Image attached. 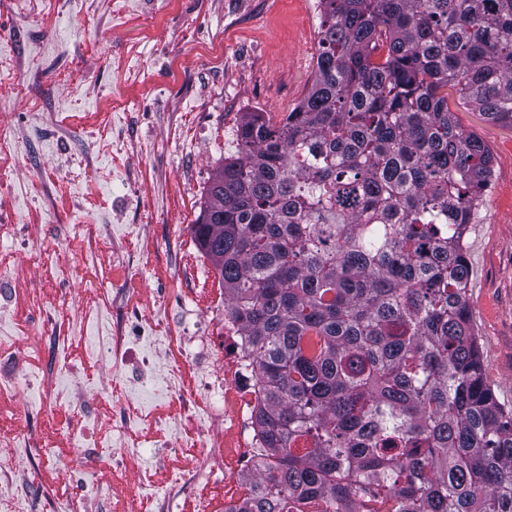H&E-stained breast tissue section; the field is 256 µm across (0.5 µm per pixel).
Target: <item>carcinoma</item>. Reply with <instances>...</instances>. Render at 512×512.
<instances>
[{"instance_id": "carcinoma-1", "label": "carcinoma", "mask_w": 512, "mask_h": 512, "mask_svg": "<svg viewBox=\"0 0 512 512\" xmlns=\"http://www.w3.org/2000/svg\"><path fill=\"white\" fill-rule=\"evenodd\" d=\"M319 7L311 88L244 113L191 226L258 391L239 512H512L464 244L492 157L448 105L512 125V0Z\"/></svg>"}]
</instances>
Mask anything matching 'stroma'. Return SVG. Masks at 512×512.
<instances>
[{
    "label": "stroma",
    "mask_w": 512,
    "mask_h": 512,
    "mask_svg": "<svg viewBox=\"0 0 512 512\" xmlns=\"http://www.w3.org/2000/svg\"><path fill=\"white\" fill-rule=\"evenodd\" d=\"M0 0V337L25 347L20 389L0 404V498L25 512H78L88 464L92 512H197L240 495L249 473L224 392L200 373L233 358L224 297L194 224L232 152L242 113L281 119L310 89L317 0ZM492 154L493 175L465 236L469 313L489 383L512 408V127L459 106ZM133 313H114L116 295ZM67 311L57 312L58 298ZM121 372L98 353L115 323ZM81 393L79 415L57 390ZM133 403L168 435L205 424L223 472L178 485L187 458L113 419ZM60 470L69 487L53 482ZM152 485L138 490L142 470Z\"/></svg>",
    "instance_id": "obj_1"
}]
</instances>
